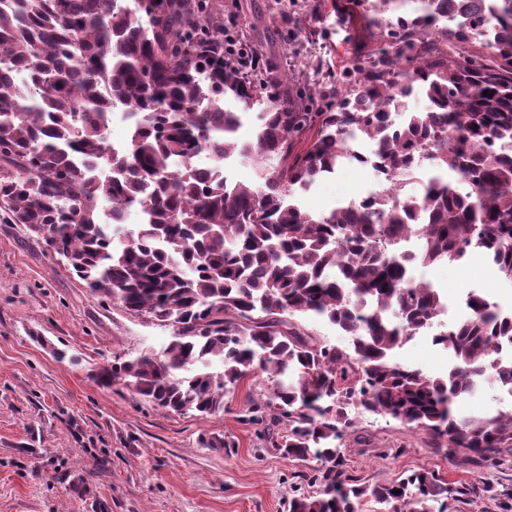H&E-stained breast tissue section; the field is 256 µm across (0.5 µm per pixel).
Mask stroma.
Returning <instances> with one entry per match:
<instances>
[{
  "instance_id": "obj_1",
  "label": "stroma",
  "mask_w": 512,
  "mask_h": 512,
  "mask_svg": "<svg viewBox=\"0 0 512 512\" xmlns=\"http://www.w3.org/2000/svg\"><path fill=\"white\" fill-rule=\"evenodd\" d=\"M222 0L224 25L244 32L257 51L289 76L315 68L340 76L381 47L412 6L374 8L363 0ZM371 169H337L300 196L319 215L359 196ZM445 299L450 315H466L467 292L512 309V281L489 260L414 266ZM171 327L127 313L93 293L20 224L0 223V512H288L290 499L312 493L311 463L283 458L265 422L252 418L269 397L266 375L244 379L211 416L168 413L120 384L92 378L115 358L161 348ZM399 362L431 377L444 375L450 354L415 337ZM343 445L358 483H390L430 469L455 487L446 512H504L512 501V455L476 463L431 448L408 424L364 412ZM220 438L221 448L202 447ZM477 486V494L458 490Z\"/></svg>"
}]
</instances>
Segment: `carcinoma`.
<instances>
[{
  "mask_svg": "<svg viewBox=\"0 0 512 512\" xmlns=\"http://www.w3.org/2000/svg\"><path fill=\"white\" fill-rule=\"evenodd\" d=\"M116 2L0 0V219L42 238L93 292L173 329L160 350L117 358L95 380L210 416L242 380L265 374L270 424L286 425L275 449L315 461L321 486L289 512H355L365 498L444 512L454 489L435 472L354 484L341 445L362 409L419 427L452 454L489 462L512 450V408L453 411L484 383L512 386V357L490 356L495 341L512 342V316L488 297L468 293V316L434 337L453 358L447 377L390 360L442 306L410 274L416 263L481 253L512 273V0L491 14L468 0L457 27L435 24L452 0H416L420 15L353 66L354 87L302 93L261 55L253 67L224 61L215 0ZM414 87L429 105L388 130V112ZM267 102L254 137L241 138L247 111ZM118 108L131 123L121 149L109 143ZM350 127L379 145L384 196L303 210L296 192L350 156ZM201 152L219 166L255 160L259 182L211 178L196 165ZM420 157L437 172L418 202L403 184ZM131 209L147 217L135 231L124 227ZM407 237L420 241L413 255L400 251ZM303 316L327 320L349 347L315 341L295 321Z\"/></svg>",
  "mask_w": 512,
  "mask_h": 512,
  "instance_id": "obj_1",
  "label": "carcinoma"
}]
</instances>
